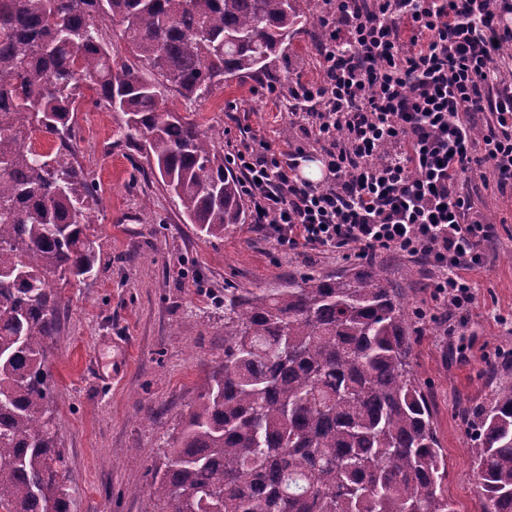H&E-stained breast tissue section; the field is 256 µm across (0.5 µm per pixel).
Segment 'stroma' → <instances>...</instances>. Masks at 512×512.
<instances>
[{
    "label": "stroma",
    "instance_id": "1",
    "mask_svg": "<svg viewBox=\"0 0 512 512\" xmlns=\"http://www.w3.org/2000/svg\"><path fill=\"white\" fill-rule=\"evenodd\" d=\"M320 47L315 23L272 58L267 74L189 104L174 94L171 105L221 132V145L251 133L276 149L305 147L304 163L320 162L283 108L289 78L321 80ZM74 120L78 161L99 184L100 258L93 277L61 288L60 329L49 349L56 428L74 490L70 512H152L150 472L160 450L224 360L225 289L274 288L355 262L304 245L284 250L249 221L220 239L201 234L126 147L122 113L85 101ZM479 207L491 236L485 264L468 273L475 302L466 316L434 299V271L424 261L377 260L411 314L413 371L448 458L443 487L455 512H481L482 503L461 413L487 404L497 377L512 376V194L482 192ZM438 321L447 333L435 331Z\"/></svg>",
    "mask_w": 512,
    "mask_h": 512
}]
</instances>
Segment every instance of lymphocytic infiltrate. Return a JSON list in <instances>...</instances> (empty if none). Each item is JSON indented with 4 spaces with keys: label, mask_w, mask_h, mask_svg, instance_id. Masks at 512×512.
<instances>
[{
    "label": "lymphocytic infiltrate",
    "mask_w": 512,
    "mask_h": 512,
    "mask_svg": "<svg viewBox=\"0 0 512 512\" xmlns=\"http://www.w3.org/2000/svg\"><path fill=\"white\" fill-rule=\"evenodd\" d=\"M327 4L323 80L289 83L285 109L328 176L301 178L300 148L242 142L226 158L252 221L287 249L424 257L435 295L466 309L490 226L461 182L512 190V81L497 64L512 0Z\"/></svg>",
    "instance_id": "lymphocytic-infiltrate-1"
}]
</instances>
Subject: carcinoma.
<instances>
[{
    "label": "carcinoma",
    "mask_w": 512,
    "mask_h": 512,
    "mask_svg": "<svg viewBox=\"0 0 512 512\" xmlns=\"http://www.w3.org/2000/svg\"><path fill=\"white\" fill-rule=\"evenodd\" d=\"M314 21L312 0H0V512H69L47 353L58 288L99 257L81 90L221 239L245 223L238 177L169 94L264 73ZM37 130L58 146L34 151ZM410 326L374 265L225 293L224 363L152 470L153 512H455ZM464 420L482 512H512V380Z\"/></svg>",
    "instance_id": "carcinoma-1"
}]
</instances>
